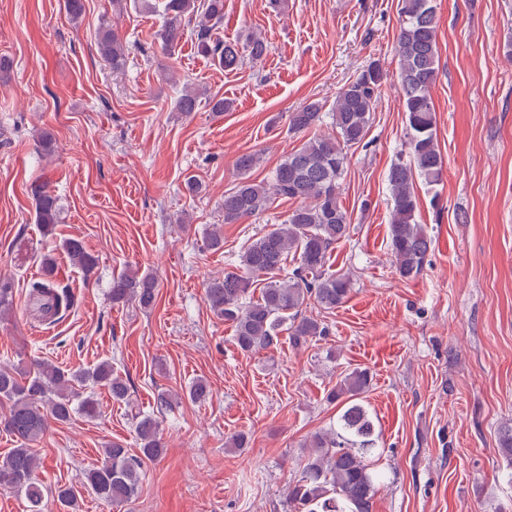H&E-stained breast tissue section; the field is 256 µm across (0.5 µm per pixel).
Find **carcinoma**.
Wrapping results in <instances>:
<instances>
[{
    "instance_id": "1",
    "label": "carcinoma",
    "mask_w": 512,
    "mask_h": 512,
    "mask_svg": "<svg viewBox=\"0 0 512 512\" xmlns=\"http://www.w3.org/2000/svg\"><path fill=\"white\" fill-rule=\"evenodd\" d=\"M398 6L400 23L394 52L398 59L396 81L406 113V136L405 151L392 162L387 174L392 201L388 236L391 262L400 277L409 279L421 273L432 245L416 217V182L431 190L442 182L444 171L431 96L439 73V15L435 0H399ZM223 20L224 0H166L164 20L155 39L172 54L189 32L199 55L230 71L247 57L260 61L267 56L268 44L256 35L247 36L241 44L216 37L215 25ZM97 49L112 70L125 68L127 56L122 41L107 22L102 23ZM383 81V70L378 61L372 60L340 89L331 113L324 114L318 101L290 113L289 129L294 132L307 131L326 117L332 120L335 132L306 139L276 167L270 182L256 183L249 178L259 163L258 155L238 157L240 181L224 194V223L240 224L276 198L297 202L283 223L270 225L244 249L237 270L207 284L205 299L217 317L233 323V341L240 351L252 353L275 347L284 331L294 347L325 336L327 326L304 315V303L311 298L329 310L348 298L350 276L326 271L333 245L350 233V218L339 201V180L348 162V148L361 144L368 135ZM200 97L199 90L185 87L177 99V110L191 114L199 106ZM31 194L42 235H54L60 223L58 196L44 185L33 186ZM62 248L71 265L85 276L94 273L97 259L81 240L68 239ZM203 248H224L221 226L216 224L206 232ZM290 254L297 256L298 266L291 276L282 278L280 271ZM41 275L30 284L29 302L38 325L50 326L68 314L74 296L68 285L57 279L56 261L49 254L42 257ZM259 280L263 287L260 297L253 300L248 297L249 288ZM157 288L150 274L128 270L112 278L109 298L114 304L134 303L147 309L155 303ZM12 309V285L0 279V318ZM88 383L107 389L117 402L129 401L126 380L107 360L86 369L35 360L22 376L11 367H0V404L8 408L3 430L19 442V447L0 460V485L23 493L30 512H44L50 502L58 512H77L78 490H51L39 481L37 471L42 462L34 445L47 434L52 420L66 423L74 414L88 419L101 415L97 398L82 391ZM370 384L367 371L355 370L331 390L330 400L341 405L338 428L312 436L311 452L297 478L286 488L291 512H373L378 475L370 467L368 456L375 447V429L363 403ZM186 396L201 402L210 396V388L198 379L187 387ZM135 419L138 452H131L121 441L107 443L100 463L85 471L81 484L110 505L135 501L143 464L165 453L158 418L137 415ZM498 449L507 462L506 478L511 483L512 422L501 425Z\"/></svg>"
}]
</instances>
